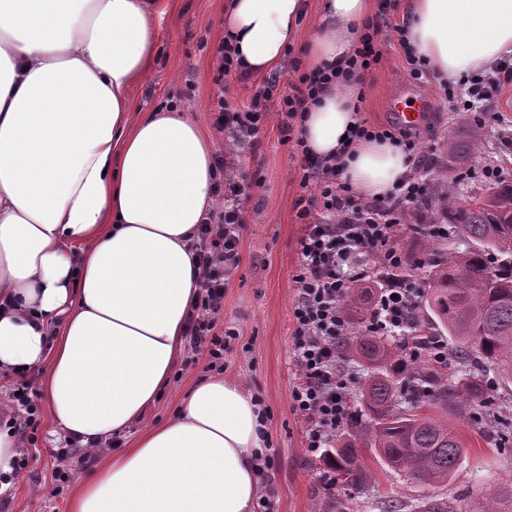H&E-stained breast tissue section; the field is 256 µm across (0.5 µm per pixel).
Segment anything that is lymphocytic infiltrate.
I'll list each match as a JSON object with an SVG mask.
<instances>
[{"label":"lymphocytic infiltrate","instance_id":"obj_1","mask_svg":"<svg viewBox=\"0 0 512 512\" xmlns=\"http://www.w3.org/2000/svg\"><path fill=\"white\" fill-rule=\"evenodd\" d=\"M397 8V0H379V22L366 27L359 45L341 66L321 67L301 73L288 81L289 91L277 94L278 73H271L262 86L241 107L232 106L223 92L215 93L211 110L214 124L239 146H256L267 119L271 102L280 105L279 125L284 143L290 144L302 171V193L297 201V218L304 226L298 240L299 265L293 278L295 329L292 357L296 378L290 399L293 412L301 420L306 448L310 455L326 454L336 442L340 427L351 416L356 379L341 362L339 345L349 333L342 302L351 288L366 273L348 275L341 266L356 252L375 258V273L381 281L372 306L368 331L385 336H400L410 358L427 356L436 365L448 362L445 345L435 338L416 342L409 331L420 308L421 289L412 287L401 271L407 266L422 267V259L405 254L398 242L405 234L402 215L422 206L428 196L426 172L433 162L422 150L411 129L375 126L359 119L349 133L351 140L396 139L405 147L412 168L389 196L367 199L344 176L345 155L349 147L334 156L319 157L307 148L303 122L308 109L319 102L332 87L354 89L366 71L379 64L381 45L390 39L388 19ZM512 85V64H502L485 76H472L467 101H458L446 93L448 109L472 112L480 127L498 124L500 113L473 112L474 102L488 99ZM236 164L232 151L214 156L212 192L223 201L220 210L211 211L197 229L195 245L199 264L196 301L188 318L187 343L192 355L208 354L213 361L224 355L225 340L218 330L224 312V286L240 262L244 205L249 201L253 180L230 178Z\"/></svg>","mask_w":512,"mask_h":512}]
</instances>
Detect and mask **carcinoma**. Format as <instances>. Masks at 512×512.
Returning a JSON list of instances; mask_svg holds the SVG:
<instances>
[{"label":"carcinoma","mask_w":512,"mask_h":512,"mask_svg":"<svg viewBox=\"0 0 512 512\" xmlns=\"http://www.w3.org/2000/svg\"><path fill=\"white\" fill-rule=\"evenodd\" d=\"M482 137L480 128L459 119L438 174L434 198L441 217L455 229L448 247L425 242L427 308L420 310L416 336L437 329L457 342L456 372L448 374L420 357L409 359L403 345L369 331L345 338L341 353L362 362L370 375L360 386V413L350 431L325 457L335 473V512H350L351 491L369 480L362 449L388 467L423 484L446 483L458 473L464 445L448 426V413L465 417L478 433L501 443L512 430L499 428L486 375L512 380V181L497 182L466 199L448 187V171L471 161ZM371 291L355 287L343 302L351 327L367 311Z\"/></svg>","instance_id":"1"}]
</instances>
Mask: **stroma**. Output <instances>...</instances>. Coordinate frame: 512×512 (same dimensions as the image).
<instances>
[{"mask_svg": "<svg viewBox=\"0 0 512 512\" xmlns=\"http://www.w3.org/2000/svg\"><path fill=\"white\" fill-rule=\"evenodd\" d=\"M225 0H167L166 12L156 20L160 39L149 73L131 90L137 111L147 112L167 103L190 106L193 117L214 136L215 150L224 149L228 138L214 131L208 110L216 91V47ZM361 115L375 125L395 123L389 102L396 94L407 100L430 99L432 108L418 127L419 140L431 153H441L456 121L447 110L443 83L435 76L417 81L405 69L397 40L382 46V59L367 72L361 86ZM487 109L502 113L503 124L486 127L473 161L475 174L460 178L449 173L457 191L469 195L484 187L482 165H498L512 172V86L487 101ZM260 175L247 206L240 264L224 290V313L220 326L236 332L224 352V374L242 381L258 395L268 410L270 446L274 461L275 495L267 512H325L330 493L325 487L324 465H314L306 450L300 419L294 414L290 393L295 378L291 345L294 282L298 268V240L303 226L296 217L302 172L284 144L277 117H270L260 136L258 149H242L234 178ZM212 372L208 355L183 358L170 388L145 414L141 425L166 421L196 379ZM47 412H40L35 442L25 454L30 462L15 478L8 512H70L72 494L90 476L80 469L64 485H56L52 469L56 450ZM458 432L467 441L457 476L450 482L424 485L391 470L372 453L363 459L373 479L355 494L354 512H384L389 503H412L420 499L447 502L451 512H473L488 497L497 498L501 512H512V445L485 441L476 430L461 424Z\"/></svg>", "mask_w": 512, "mask_h": 512, "instance_id": "stroma-1", "label": "stroma"}]
</instances>
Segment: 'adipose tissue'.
<instances>
[{
    "label": "adipose tissue",
    "instance_id": "ef3b65f1",
    "mask_svg": "<svg viewBox=\"0 0 512 512\" xmlns=\"http://www.w3.org/2000/svg\"><path fill=\"white\" fill-rule=\"evenodd\" d=\"M307 0H226L223 32L264 73L297 37ZM162 0H0V373L41 367L58 431L97 445L134 425L182 362L198 270L192 243L212 211L210 139L173 104L132 118L152 68ZM372 0H321L311 67L339 66ZM404 38L453 79L512 57V0H410ZM356 99L332 89L303 126L336 153ZM345 177L389 195L409 169L392 139L354 143ZM267 418L215 373L173 418L107 457L71 512H253Z\"/></svg>",
    "mask_w": 512,
    "mask_h": 512
}]
</instances>
